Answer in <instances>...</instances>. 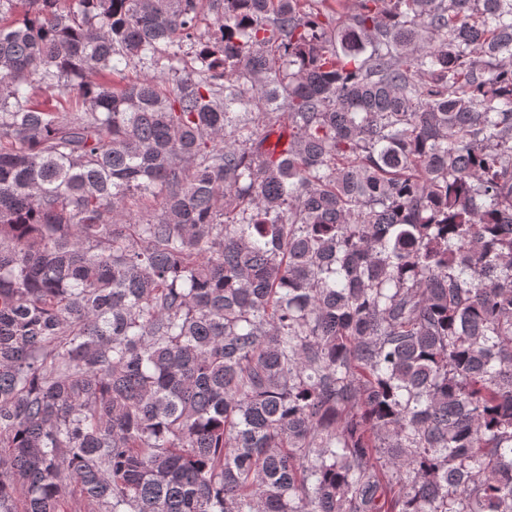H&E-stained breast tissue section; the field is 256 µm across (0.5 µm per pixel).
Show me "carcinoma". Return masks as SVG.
I'll return each instance as SVG.
<instances>
[{
	"mask_svg": "<svg viewBox=\"0 0 512 512\" xmlns=\"http://www.w3.org/2000/svg\"><path fill=\"white\" fill-rule=\"evenodd\" d=\"M340 8L0 0V512H512V0Z\"/></svg>",
	"mask_w": 512,
	"mask_h": 512,
	"instance_id": "carcinoma-1",
	"label": "carcinoma"
}]
</instances>
